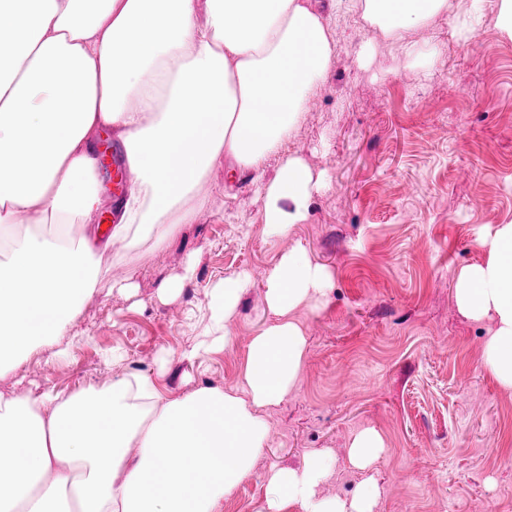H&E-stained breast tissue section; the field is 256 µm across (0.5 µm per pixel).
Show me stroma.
<instances>
[{"label":"stroma","instance_id":"1","mask_svg":"<svg viewBox=\"0 0 512 512\" xmlns=\"http://www.w3.org/2000/svg\"><path fill=\"white\" fill-rule=\"evenodd\" d=\"M316 2L333 13L336 57L286 149L326 183L306 219L286 238L265 233L260 186L279 158L229 185L214 170L197 223L161 250L111 258L70 335L32 345L0 374V392L66 398L130 374L173 397L238 387L247 344L272 318L265 274L299 246L332 286L320 310L296 313L308 336L301 380L266 410L269 444L223 512H264L266 472L318 450L336 455L322 493L351 494L362 475L348 444L365 427L386 443L377 512H512V391L481 368L489 325L463 316L453 293L459 270L483 259L478 234L512 222V40L493 22L497 0H484L487 22L466 43L449 18L468 0H448L429 67L356 9ZM190 259L195 280L168 292ZM241 273L252 286L234 345L186 358L213 286ZM125 277L133 290L113 289Z\"/></svg>","mask_w":512,"mask_h":512}]
</instances>
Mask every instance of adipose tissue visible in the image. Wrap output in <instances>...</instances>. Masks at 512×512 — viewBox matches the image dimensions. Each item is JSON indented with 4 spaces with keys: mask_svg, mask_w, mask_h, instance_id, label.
I'll list each match as a JSON object with an SVG mask.
<instances>
[{
    "mask_svg": "<svg viewBox=\"0 0 512 512\" xmlns=\"http://www.w3.org/2000/svg\"><path fill=\"white\" fill-rule=\"evenodd\" d=\"M362 17L405 41L448 0H361ZM0 366L67 335L103 274L101 258L144 241L160 248L195 223L200 187L219 165L258 172L282 153L336 53L312 0H0ZM110 131L131 174L115 224L89 226L106 202L95 153ZM323 189L284 155L261 186L269 238L287 237ZM483 262L462 267L459 311L490 321L482 368L512 391V224L481 232ZM330 270L300 247L265 275L270 323L251 336L238 388L167 396L126 375L63 399L0 393V512H222L270 440L264 416L302 377L307 336L294 313L319 310ZM252 278L214 286L195 352L231 346L234 310ZM385 448L356 432L350 465L366 472L350 497L322 494L335 460L311 454L266 474L265 512H374L369 472Z\"/></svg>",
    "mask_w": 512,
    "mask_h": 512,
    "instance_id": "ef3b65f1",
    "label": "adipose tissue"
}]
</instances>
